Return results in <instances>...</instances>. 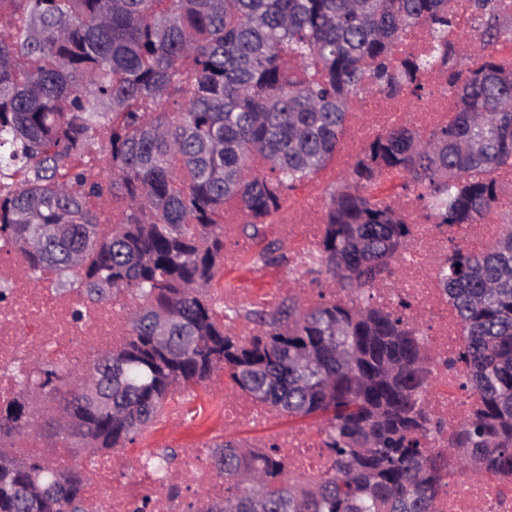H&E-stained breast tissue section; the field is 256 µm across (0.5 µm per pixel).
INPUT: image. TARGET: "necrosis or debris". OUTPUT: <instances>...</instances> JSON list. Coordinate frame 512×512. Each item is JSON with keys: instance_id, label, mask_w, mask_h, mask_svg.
I'll return each mask as SVG.
<instances>
[{"instance_id": "obj_1", "label": "necrosis or debris", "mask_w": 512, "mask_h": 512, "mask_svg": "<svg viewBox=\"0 0 512 512\" xmlns=\"http://www.w3.org/2000/svg\"><path fill=\"white\" fill-rule=\"evenodd\" d=\"M420 80L431 88L426 98L373 93L362 100L359 111L350 112L341 149L300 199L284 203L268 226L272 235L288 243L293 254L280 291L258 297L247 285L228 280L219 294L224 309L255 302L270 305L279 293L290 292L323 236L326 187L336 183L368 143L397 126L429 131L446 125L453 117L456 98L448 90L446 77L427 71ZM400 210L411 226L412 244L395 282L373 289L371 302L388 310L395 309L403 298L410 303L409 311L418 321L431 368L439 377L427 400L442 419L445 431L430 445L444 450L448 447L447 432L456 427L467 404L459 389L464 367L448 365L449 360H456L463 336L436 276V261L448 254L451 230L428 218L415 195L403 196ZM125 321L123 304L88 305L78 292H55L48 277L27 279L13 289L7 303L0 305V402L16 397L24 376L36 371L42 362L61 368L92 364L99 353L120 343ZM272 417L267 406L233 390L225 391L217 400L212 415L228 430L245 423L263 425ZM269 443L295 473L314 476L325 466L320 429L277 430L270 434ZM212 455V448L197 437L182 449L176 467L166 470L149 459L131 466L128 458L117 452L91 458L92 480L87 491L91 508L93 512H135L142 506L146 512H190L186 488L190 482L204 488L211 498L222 499L226 485L213 467ZM436 512H512V478L446 475Z\"/></svg>"}]
</instances>
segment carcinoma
Listing matches in <instances>:
<instances>
[{"label": "carcinoma", "instance_id": "cac0c4a2", "mask_svg": "<svg viewBox=\"0 0 512 512\" xmlns=\"http://www.w3.org/2000/svg\"><path fill=\"white\" fill-rule=\"evenodd\" d=\"M476 36L454 41L450 0H0L16 19L0 32V242L36 275L73 277L87 302L130 299L120 345L84 373L38 370L0 405V512H89L78 463L16 457L8 443L35 430L32 414L61 397L49 447L126 448L169 397L231 383L281 417L318 418L328 458L311 478L280 476L275 451L235 438L212 443L232 485L199 512H435L441 473L512 477V212L473 253L452 235L438 280L463 330L460 388L474 397L448 436L426 393L434 378L416 321L371 305L394 276L412 232L397 200L417 195L438 224L462 229L499 208L496 172L512 167V60L499 54L501 0H471ZM425 26L429 54L401 65L404 34ZM448 78V125L390 129L328 193L317 273L344 301L306 307L291 293L250 306L257 335L229 329L209 284L224 260V202L236 201L253 241L296 190L326 166L353 95L370 78L396 96L421 95L418 75ZM109 132L108 182L88 183L75 159ZM265 163L246 176L254 156ZM125 211L102 224L91 199ZM270 242L250 266L286 261ZM97 390L106 406L84 405Z\"/></svg>", "mask_w": 512, "mask_h": 512}]
</instances>
